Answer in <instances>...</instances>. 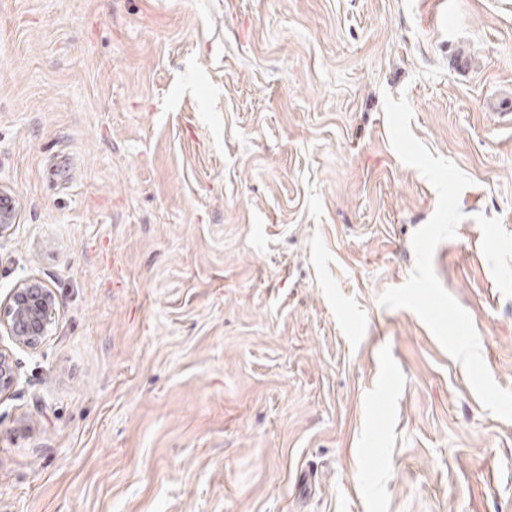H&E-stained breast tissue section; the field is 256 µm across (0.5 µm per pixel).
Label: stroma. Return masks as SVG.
<instances>
[{"mask_svg": "<svg viewBox=\"0 0 512 512\" xmlns=\"http://www.w3.org/2000/svg\"><path fill=\"white\" fill-rule=\"evenodd\" d=\"M433 270L512 389V0H0V512H512V422L410 310ZM55 297L50 288L34 277L19 282L0 303L3 326L13 345L37 348L55 320Z\"/></svg>", "mask_w": 512, "mask_h": 512, "instance_id": "stroma-1", "label": "stroma"}]
</instances>
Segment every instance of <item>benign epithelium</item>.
<instances>
[{"label": "benign epithelium", "instance_id": "benign-epithelium-1", "mask_svg": "<svg viewBox=\"0 0 512 512\" xmlns=\"http://www.w3.org/2000/svg\"><path fill=\"white\" fill-rule=\"evenodd\" d=\"M15 213L10 194L0 189V237L12 234ZM55 297L40 280L30 277L19 282L8 298L0 303V327L13 345L37 348L51 330L55 320ZM16 381V365L12 350L0 346V391Z\"/></svg>", "mask_w": 512, "mask_h": 512}]
</instances>
